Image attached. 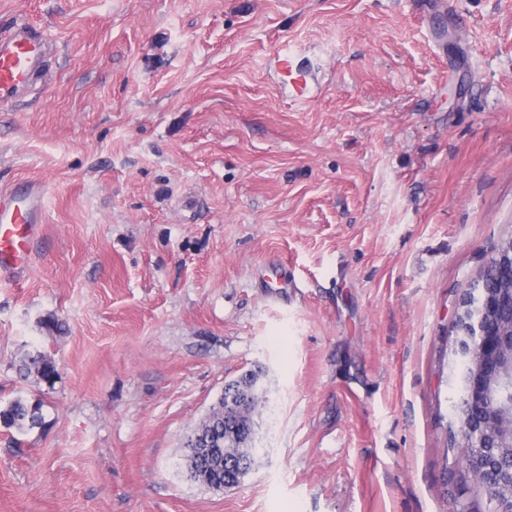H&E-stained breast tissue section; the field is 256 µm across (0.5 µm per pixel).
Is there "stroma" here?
<instances>
[{"instance_id": "obj_1", "label": "stroma", "mask_w": 512, "mask_h": 512, "mask_svg": "<svg viewBox=\"0 0 512 512\" xmlns=\"http://www.w3.org/2000/svg\"><path fill=\"white\" fill-rule=\"evenodd\" d=\"M435 2L0 0L54 46L0 104V192L45 193L0 273V404L43 415L0 427V512H491L459 491L450 373L512 237V0ZM259 368L254 467L187 480ZM277 62L280 70L288 78V82L293 86L298 99L308 98L307 74L295 66L292 54H282L277 56ZM26 368L29 373H34L37 377L46 383H52L58 376L57 366L55 362L47 356L37 354L28 359ZM42 425L41 404L16 398L3 407L0 405V426L24 432Z\"/></svg>"}]
</instances>
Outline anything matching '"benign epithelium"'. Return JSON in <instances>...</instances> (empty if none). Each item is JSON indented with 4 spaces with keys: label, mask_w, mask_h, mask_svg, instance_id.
I'll return each mask as SVG.
<instances>
[{
    "label": "benign epithelium",
    "mask_w": 512,
    "mask_h": 512,
    "mask_svg": "<svg viewBox=\"0 0 512 512\" xmlns=\"http://www.w3.org/2000/svg\"><path fill=\"white\" fill-rule=\"evenodd\" d=\"M466 306L471 316L467 342L478 365L471 373L466 401L474 413L500 421L495 448L512 447V287L479 289L468 297ZM463 447L476 458L479 474L475 481L488 485L487 496L494 503L493 512H512V494L499 496L496 489H512V468L504 471L488 458L483 430L458 424Z\"/></svg>",
    "instance_id": "7a95c632"
}]
</instances>
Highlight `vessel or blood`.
<instances>
[{"label": "vessel or blood", "instance_id": "1", "mask_svg": "<svg viewBox=\"0 0 512 512\" xmlns=\"http://www.w3.org/2000/svg\"><path fill=\"white\" fill-rule=\"evenodd\" d=\"M44 45L43 35L24 23L0 32V103L25 93L43 66ZM277 62L297 98H307V75L295 66L292 55H279ZM42 200V189L36 185L18 194H0V265L15 273H23L31 260L32 231Z\"/></svg>", "mask_w": 512, "mask_h": 512}]
</instances>
